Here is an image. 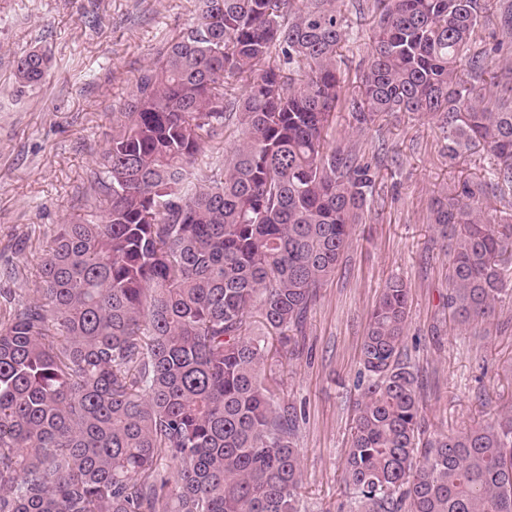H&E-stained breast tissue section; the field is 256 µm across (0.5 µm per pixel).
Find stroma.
I'll return each mask as SVG.
<instances>
[{
  "label": "stroma",
  "instance_id": "obj_1",
  "mask_svg": "<svg viewBox=\"0 0 512 512\" xmlns=\"http://www.w3.org/2000/svg\"><path fill=\"white\" fill-rule=\"evenodd\" d=\"M336 0L343 19L340 79L356 97L370 49L372 13ZM199 0H0V289L30 300L58 225L83 218L91 168L107 148L141 67L196 23ZM50 50L39 85L17 89L14 61ZM338 146L356 149L375 181L363 220L301 330L268 331L259 312L250 337L265 339V380L298 412L301 512H357L343 482L364 329L387 281L410 287L404 353L421 382L424 437L477 427L512 411V293L496 304L486 334L458 325L444 305L448 258L428 221L433 199L490 177L496 159L476 145L449 155L435 123L389 112L360 129L335 112Z\"/></svg>",
  "mask_w": 512,
  "mask_h": 512
}]
</instances>
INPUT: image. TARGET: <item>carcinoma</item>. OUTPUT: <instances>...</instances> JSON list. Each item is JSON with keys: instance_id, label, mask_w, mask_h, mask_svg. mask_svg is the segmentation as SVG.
Here are the masks:
<instances>
[{"instance_id": "cac0c4a2", "label": "carcinoma", "mask_w": 512, "mask_h": 512, "mask_svg": "<svg viewBox=\"0 0 512 512\" xmlns=\"http://www.w3.org/2000/svg\"><path fill=\"white\" fill-rule=\"evenodd\" d=\"M374 0L360 100L342 97L336 0H201L196 24L140 71L90 172L86 217L58 225L39 297L0 322V512H301L295 406L265 383L248 315L303 325L359 223L370 165L331 142L386 112L430 117L448 153L484 143L494 179L436 200L446 305L485 322L508 291L512 225L484 201L512 188V97L484 103L512 0ZM15 62L19 88L51 67ZM239 139L189 181L206 146ZM409 286L385 285L360 350L368 374L344 463L358 512H512V413L420 438L402 358Z\"/></svg>"}]
</instances>
